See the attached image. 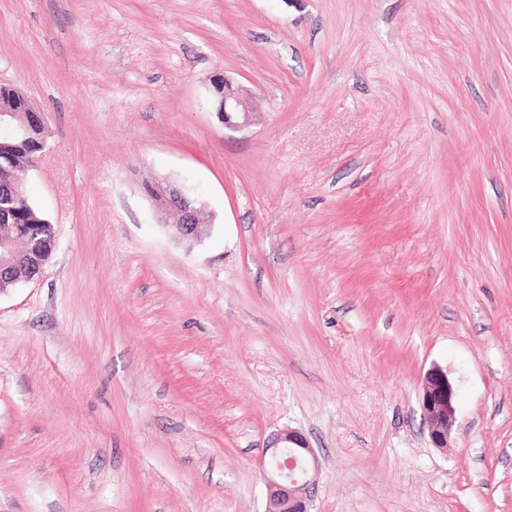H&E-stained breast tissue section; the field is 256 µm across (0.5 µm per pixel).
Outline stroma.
Wrapping results in <instances>:
<instances>
[{
    "label": "stroma",
    "instance_id": "35a3bbf8",
    "mask_svg": "<svg viewBox=\"0 0 512 512\" xmlns=\"http://www.w3.org/2000/svg\"><path fill=\"white\" fill-rule=\"evenodd\" d=\"M0 83L56 237L0 293V512H264L286 427L310 512H512V0H0ZM214 106L219 120L228 129L248 126L255 114L252 103L242 98L232 82L225 78L214 85ZM160 219L179 239L194 243L204 204L184 187L171 182H155L147 194ZM420 403L424 427L433 448H451L457 431L456 390L448 374L433 366L423 377Z\"/></svg>",
    "mask_w": 512,
    "mask_h": 512
}]
</instances>
